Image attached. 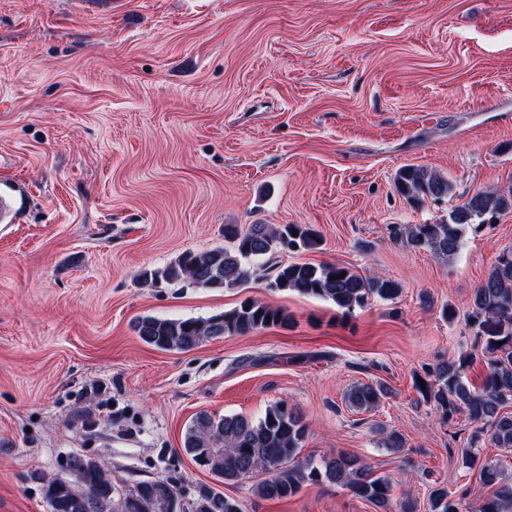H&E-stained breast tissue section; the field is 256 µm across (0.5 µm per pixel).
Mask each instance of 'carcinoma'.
Wrapping results in <instances>:
<instances>
[{
    "label": "carcinoma",
    "mask_w": 512,
    "mask_h": 512,
    "mask_svg": "<svg viewBox=\"0 0 512 512\" xmlns=\"http://www.w3.org/2000/svg\"><path fill=\"white\" fill-rule=\"evenodd\" d=\"M395 185L414 203L426 198L442 200L454 190L446 177L419 165L399 169ZM511 209L512 195L478 191L451 209L446 220L405 227L406 243L414 250L448 259L458 253L467 230L477 231ZM224 240L228 242L224 247L187 251L162 268L143 272L142 282L150 286L183 283L212 290L239 288L250 280L252 264L278 250H309L320 243L319 235L307 224H250L245 228L226 224ZM272 272L268 287L330 301L345 315L371 297L393 300L400 293L399 283L391 278L365 277L335 263L281 262L273 266ZM471 308V324L484 337L480 354L440 363L434 379L417 380L415 388L423 401L433 404L442 415L451 418L465 412L471 422L478 424L462 457L465 467L479 470L482 485L492 488L477 512H512V483L503 481L496 466L480 460L477 451L485 434L496 447L512 448V413L504 411L512 404V249L499 254L485 280L475 289ZM288 322L284 310L245 299L234 309L203 319L143 316L137 319L134 329L144 344L157 350L187 352L210 339L247 335L268 327L286 328ZM479 358L487 364L488 373L475 387L466 371ZM387 394L381 383H359L349 390L347 401L359 411H369L379 406ZM306 431L300 416L283 405L267 409L258 419L203 411L186 428L183 450L224 483L257 473L268 474L254 487L256 494L265 499H288L306 483L329 482L387 508L390 480L373 475L357 457L340 454L318 463L298 460ZM67 468L70 478L62 482L40 477L49 512H91L87 496H104L109 474L97 460L84 455L70 456ZM132 489L143 502L141 512H166L167 500L180 496L179 490L165 479L139 481ZM429 502L431 512H467L463 501L454 498L445 486L432 487ZM193 503L200 512H242L237 500L206 484L197 487Z\"/></svg>",
    "instance_id": "cac0c4a2"
}]
</instances>
